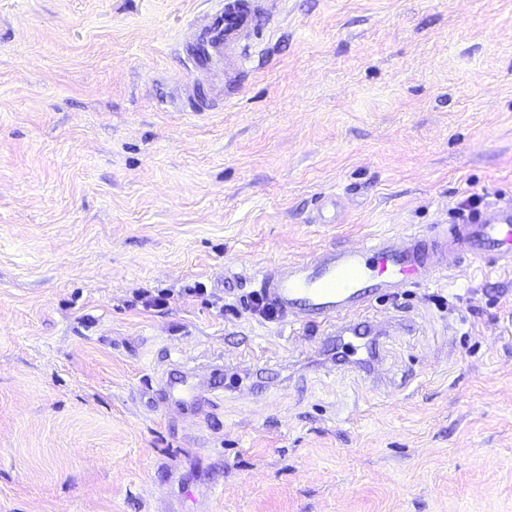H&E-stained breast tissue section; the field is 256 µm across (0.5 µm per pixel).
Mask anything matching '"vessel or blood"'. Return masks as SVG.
Masks as SVG:
<instances>
[{
    "instance_id": "b4317fda",
    "label": "vessel or blood",
    "mask_w": 512,
    "mask_h": 512,
    "mask_svg": "<svg viewBox=\"0 0 512 512\" xmlns=\"http://www.w3.org/2000/svg\"><path fill=\"white\" fill-rule=\"evenodd\" d=\"M265 10L263 0H217L192 21L184 47L194 76L179 89L183 110L206 112L223 100L225 81L245 71L246 40ZM463 253L491 268L512 269L511 200L488 204L455 224L320 250L262 275L260 286L288 316L289 329L315 325L323 335L340 340L356 328L374 298L446 276ZM193 374V369H185L178 379L164 380L161 386L165 404L190 417L207 400L193 384Z\"/></svg>"
}]
</instances>
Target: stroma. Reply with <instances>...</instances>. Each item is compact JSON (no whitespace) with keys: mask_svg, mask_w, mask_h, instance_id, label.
<instances>
[{"mask_svg":"<svg viewBox=\"0 0 512 512\" xmlns=\"http://www.w3.org/2000/svg\"><path fill=\"white\" fill-rule=\"evenodd\" d=\"M206 6L0 0V512H512V272L375 302L358 366L250 305L512 199V0H281L191 116ZM182 366L193 418L143 390Z\"/></svg>","mask_w":512,"mask_h":512,"instance_id":"35a3bbf8","label":"stroma"}]
</instances>
